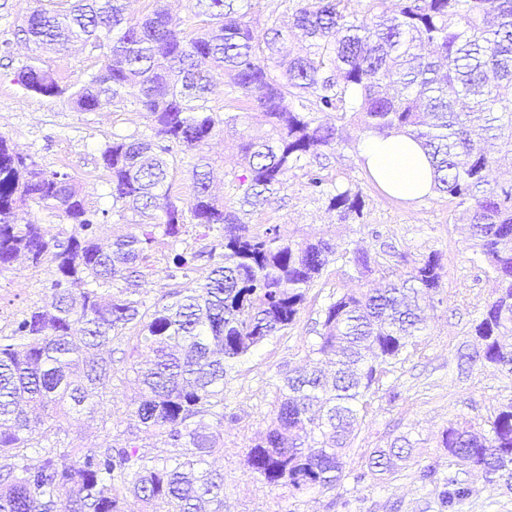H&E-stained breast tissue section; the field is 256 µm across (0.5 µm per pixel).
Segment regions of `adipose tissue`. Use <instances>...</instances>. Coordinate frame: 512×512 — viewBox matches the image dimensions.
I'll use <instances>...</instances> for the list:
<instances>
[{"label":"adipose tissue","instance_id":"adipose-tissue-1","mask_svg":"<svg viewBox=\"0 0 512 512\" xmlns=\"http://www.w3.org/2000/svg\"><path fill=\"white\" fill-rule=\"evenodd\" d=\"M362 155L371 175L387 192L408 199L430 194L432 168L421 146L410 136L368 135Z\"/></svg>","mask_w":512,"mask_h":512}]
</instances>
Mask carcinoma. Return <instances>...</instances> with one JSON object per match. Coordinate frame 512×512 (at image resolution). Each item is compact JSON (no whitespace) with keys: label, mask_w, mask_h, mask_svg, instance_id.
Masks as SVG:
<instances>
[{"label":"carcinoma","mask_w":512,"mask_h":512,"mask_svg":"<svg viewBox=\"0 0 512 512\" xmlns=\"http://www.w3.org/2000/svg\"><path fill=\"white\" fill-rule=\"evenodd\" d=\"M67 9H29L16 41L59 53L81 44L100 67L77 89L34 54L17 72L24 90L65 97L82 112H100L128 96L151 118L148 136L105 143L112 209L139 218L136 235L103 243L107 210L88 207L67 173L41 168L0 136V271L25 257L33 267L56 263L53 303L37 307L0 336V455L14 459L0 473V512H224V474L203 467L224 447V380L235 365L300 313L307 291L335 256L329 241L285 238L277 225L252 233L241 215L283 189L288 173L307 169L308 184L342 220L360 213L359 192L323 188L310 169L326 149L346 142L349 128L419 142L434 173L436 193L464 208L470 248L486 263L496 294L473 326L470 357L512 370V185L497 184L493 140L512 153V0H398L392 13L360 20L350 0H297L288 26L307 46L277 57L281 26L255 31L242 0H196L202 26L189 36L158 4L132 20L125 0H69ZM218 79L253 101L267 129L240 134L243 173L238 206L211 193L214 161L206 147L237 131L243 115L220 116L210 106ZM189 157L193 195L187 208L170 194L177 153ZM23 207L51 209L71 225L63 241L48 240L35 220L20 224ZM197 251H178L186 221ZM167 251V277L186 278L209 264L189 293L174 289L147 305L139 282L152 254ZM360 277L369 255L350 259ZM435 253L384 287L346 292L323 310L309 362L333 361L334 375L317 369L289 375L278 387L266 431L250 447L257 480L293 492L332 489L365 397L379 369L416 345L427 329V305L443 288ZM132 332L127 371L138 393L128 403L134 425L124 444L105 448L64 443L58 435L73 413L95 407L123 381L112 345ZM158 453L140 451L139 432ZM442 447L492 482L512 491V406L486 429L449 423ZM40 449L38 463L27 450ZM391 445L372 453L357 480L376 479L407 458Z\"/></svg>","instance_id":"cac0c4a2"}]
</instances>
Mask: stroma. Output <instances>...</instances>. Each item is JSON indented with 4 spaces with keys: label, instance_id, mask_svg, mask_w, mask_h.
<instances>
[{
    "label": "stroma",
    "instance_id": "obj_1",
    "mask_svg": "<svg viewBox=\"0 0 512 512\" xmlns=\"http://www.w3.org/2000/svg\"><path fill=\"white\" fill-rule=\"evenodd\" d=\"M27 55L24 46H15L9 65H0V135L43 168L74 177L90 208H111L108 176L98 150L115 136L149 134L146 112L129 99L104 112H79L66 99L33 95L15 81ZM41 60L73 87L100 66L96 55L85 49L46 51ZM364 138L363 132L353 131L348 142L328 151L321 171L326 184L360 192V214L339 220L328 210L325 197L309 186L304 171L297 169L289 173L280 193L246 217L253 232L276 224L298 241L331 239L336 258L308 290L294 325L242 359L224 381V450L212 459L224 472V512H512V493L457 465L441 446L448 423L482 426L512 405V373L466 361L474 350L473 325L494 296L495 282L461 231L456 199L435 193L405 201L386 193L362 164L359 146ZM237 143V135L226 133L209 145L224 172L215 192L229 204L240 195L234 182L241 171ZM357 248L375 261L372 273L362 281L369 288L378 286L382 276L406 273L415 260L438 253L444 267L439 302L416 346L384 365L369 391L346 451L344 477L336 488L295 493L284 486H267L248 469L247 452L268 425L283 377L307 361L324 306L361 283L349 261ZM169 262L163 251L151 258L152 272L141 286L147 302H156L174 287H195L204 277L198 271L170 280ZM54 278L55 265L48 260L36 267L20 261L0 272L1 333H9L29 308L50 304ZM133 395L132 386L118 387L95 412L71 418L61 440L87 447L117 444L119 432L131 424L127 404ZM399 437L410 442L409 458L382 479L359 480L369 454ZM430 465L437 470L433 482L421 477ZM446 478L469 489L467 496L448 507L440 496Z\"/></svg>",
    "mask_w": 512,
    "mask_h": 512
}]
</instances>
